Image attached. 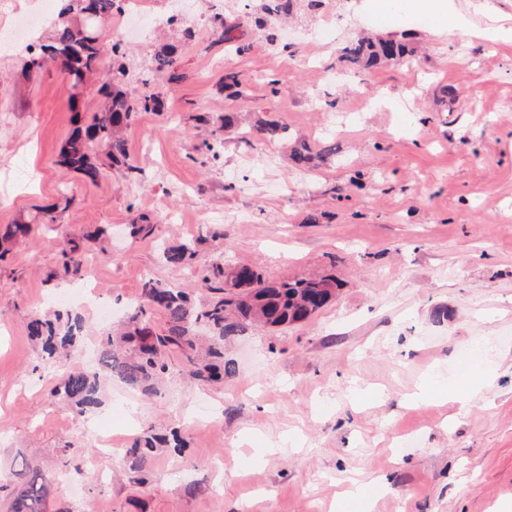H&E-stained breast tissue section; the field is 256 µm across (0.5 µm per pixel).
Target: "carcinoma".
Segmentation results:
<instances>
[{
    "instance_id": "cac0c4a2",
    "label": "carcinoma",
    "mask_w": 512,
    "mask_h": 512,
    "mask_svg": "<svg viewBox=\"0 0 512 512\" xmlns=\"http://www.w3.org/2000/svg\"><path fill=\"white\" fill-rule=\"evenodd\" d=\"M64 6L54 23L53 37L38 46L25 63V71L33 77L47 65L65 71L70 78V101L76 112L74 128L60 150V164L81 174L91 183L99 178L95 149L105 150L114 165H123L134 172L137 167L129 163L126 132L141 112H160L165 105V84L179 76L176 74L175 46L165 45L151 59L150 65L139 78L140 90L130 94L116 76H99L97 64L100 54L99 32L89 28V18L102 21L120 10L119 0H63ZM296 0H261V5L250 13L255 28L268 35L272 24L290 15ZM219 41L224 49L237 53L244 46L236 43L234 32L237 19L216 15ZM414 50L409 43L398 39L373 40L361 37L344 48V59L355 67L370 71L380 67L411 61ZM97 77L98 94L102 100L92 116V122H82L79 112L80 90L91 77ZM248 80L239 73L224 76V90L231 97L245 94ZM262 139L268 141L288 139L287 128L268 122L259 129ZM35 219L6 226L0 233V262H7L13 241L24 240L32 232ZM165 263L183 265L196 255L194 243L161 245ZM59 259L65 273H82L85 253L82 242L69 239L59 250ZM205 287L215 293L205 303H197L180 288L164 285L150 278L142 287L141 301L131 309L126 331L118 336L103 333L97 350L101 371L74 366L65 371L50 389V395L72 408L77 414H92L105 404L104 383L117 378L126 385L147 394L154 392V381L167 370L165 358L177 352L184 358L190 373L198 380L218 381L236 372L234 360L224 359V340L238 336L254 322L270 327L302 323L323 309L334 296L336 279L332 276H307L268 281L260 269L249 264L228 266L224 257L211 260L202 273ZM165 315V326L158 331L153 315ZM84 319L80 312L60 306L50 315H37L27 324V335L41 349L42 359L48 363L64 352L77 348L82 341ZM182 451L178 431L171 436L146 432L125 451L129 469L139 474L147 462L155 458L168 444ZM63 466L78 474L84 455L68 448L61 449ZM9 482H0V493L17 483V493L5 496L3 512H45L50 493L41 472L33 468L24 457L14 459L8 470Z\"/></svg>"
}]
</instances>
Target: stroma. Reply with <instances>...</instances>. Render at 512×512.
Returning a JSON list of instances; mask_svg holds the SVG:
<instances>
[{"label":"stroma","instance_id":"35a3bbf8","mask_svg":"<svg viewBox=\"0 0 512 512\" xmlns=\"http://www.w3.org/2000/svg\"><path fill=\"white\" fill-rule=\"evenodd\" d=\"M455 2L473 34L451 42L398 7L334 0L338 31L321 48L307 41L315 17L304 7L285 21L284 44L240 10V54L216 41L204 9L184 20L192 39L159 29L116 57L112 15L100 27L103 71L128 69L136 92L153 53L173 43L180 78L163 113L127 131L136 172L101 152L94 184L57 163L74 117L64 77L47 66L26 79L27 48L0 52V225L57 215L0 265V461L24 453L53 481L50 512H336L354 481L378 484L373 512H512V43L476 37L489 22L480 0ZM404 31L411 63L357 71L340 59L360 35ZM319 68L339 84L319 82ZM228 72L249 79L248 98L227 96ZM260 121L287 126L288 139L262 142ZM217 132L224 156L213 162L201 144ZM297 137L326 159L296 166ZM144 216L151 234L131 236ZM65 238L83 240L94 273L82 300L88 367L99 303L124 307L148 278L200 296L198 265L213 256L272 280L332 274L341 287L306 323L226 341L237 369L223 383L191 381L174 355L158 393L135 395L137 419L115 408L116 379L96 414L78 416L48 394L69 361L43 365L26 332L78 286L59 266ZM186 240L197 266L160 258L159 244ZM488 363L495 376L469 407L437 397ZM199 399L210 416L193 418ZM102 424L126 447L150 427L178 430L186 448L162 451L138 484L95 448ZM61 448L91 449L109 480L62 477ZM198 482L205 492H191Z\"/></svg>","mask_w":512,"mask_h":512}]
</instances>
